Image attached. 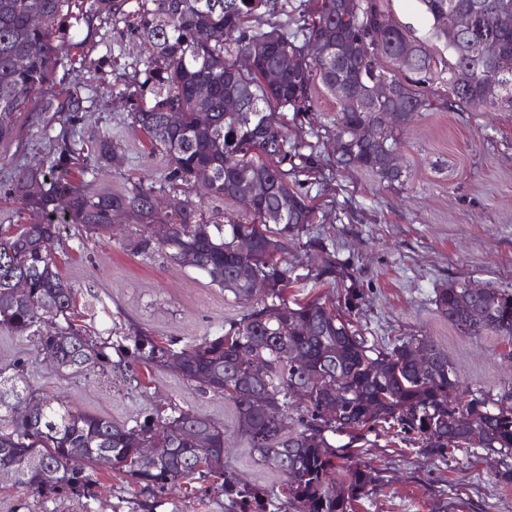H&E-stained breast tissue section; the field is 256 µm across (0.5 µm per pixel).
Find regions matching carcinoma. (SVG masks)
I'll return each mask as SVG.
<instances>
[{
    "label": "carcinoma",
    "instance_id": "obj_1",
    "mask_svg": "<svg viewBox=\"0 0 512 512\" xmlns=\"http://www.w3.org/2000/svg\"><path fill=\"white\" fill-rule=\"evenodd\" d=\"M127 0H0V141L9 138L18 112L31 95L52 81L60 55L83 48L64 23L72 17L92 26L125 14ZM431 17L434 36L450 60L448 104L462 111L512 108V0H420ZM288 0H137L130 34L147 46L131 97V125L166 157L164 183L133 184L120 192L94 189L87 176L94 167L117 158L106 136L86 139L84 99L74 92L57 100L65 113L57 148L37 167L20 171L5 192L19 205L14 224H0V332L34 340L38 351L58 355V371L109 377L119 372L139 382L132 364L155 366L204 392L232 402L239 431L260 460L283 475V495L300 512H354V505L375 485L362 462H341L327 434L388 426L421 445L420 451L446 457L455 451L483 448L499 456L498 477L512 483V391L492 398L457 394L456 370L429 336H407L381 346L353 327L360 289L343 294V313L320 300L288 305L285 291L292 270L284 254L302 240L312 223L313 207L302 191V178L317 172V153L289 143L277 113L298 118L313 111L314 79L331 94L357 76L362 85L385 77L396 87L386 107V123L367 109L363 97L336 98L337 162L362 170L391 186L407 177L390 164L398 151L396 132L428 106L424 87L438 63L424 51L406 64L395 49L414 42L400 26L381 41L371 29L389 13L382 0H299L291 23ZM475 11L476 28L453 32V15ZM273 19L269 30L247 25L257 12ZM40 16L32 26L30 15ZM339 44V60L306 61L301 50L311 38ZM256 45L268 53L260 65L273 67L281 81L271 85L259 74L241 77L237 57ZM461 72L475 81L462 83ZM170 112L181 116L172 127ZM209 166L214 177L196 181L194 172ZM262 176L273 190L251 211L226 212L207 220L197 205L183 200L169 214L157 204L158 193L184 185L210 200L238 199L250 179ZM122 209L138 224L128 242L142 256L163 251L173 263L209 279V283L248 302L224 334L187 343L164 342L148 329L135 328L115 343L80 323L77 291L62 275L58 254H68L73 236L91 240L112 231L111 213ZM172 225L167 241L154 225ZM243 239L254 241L247 253ZM267 283L253 293L249 281ZM26 280L29 294L17 297L13 283ZM435 305L465 336L492 333L512 339V291L489 287L474 295L465 283L436 291ZM421 346L428 366L413 363ZM122 356L112 360L111 352ZM320 368L290 433L288 394L305 374ZM25 365L0 371V472L14 471V483L35 494L78 495L95 482L98 471L115 469L147 490L163 491L179 483L213 479L240 512H266L257 488L224 468V428L205 415L155 410L127 427L64 403L41 406V396L19 385ZM17 402L32 405L29 418L15 416ZM151 443L158 459L145 463L136 448ZM110 455L109 465L98 449Z\"/></svg>",
    "mask_w": 512,
    "mask_h": 512
}]
</instances>
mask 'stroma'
I'll list each match as a JSON object with an SVG mask.
<instances>
[{"label":"stroma","mask_w":512,"mask_h":512,"mask_svg":"<svg viewBox=\"0 0 512 512\" xmlns=\"http://www.w3.org/2000/svg\"><path fill=\"white\" fill-rule=\"evenodd\" d=\"M385 9L434 54L444 47L431 38L418 0H384ZM83 63L62 61L57 80L32 95L9 139L0 141V194L16 174L37 165L56 146L63 115L53 104L62 90L80 93L89 108L85 137H111L119 164L97 171L94 185L121 190L130 183L159 181L161 155L132 130L127 99L113 92L114 80L135 82L144 57L138 40L121 21L98 24L87 37ZM431 104L398 134L404 183L387 186L356 169L340 168L332 129L338 105L323 86L314 89L313 112L305 121L282 115L290 141L315 145L321 171L303 187L315 207L310 226L314 247L289 246L287 258L299 280L289 300L319 297L336 303L339 282L309 278L320 251L335 254L364 290L358 319L366 336L383 344L404 336L432 337L448 353L460 390L498 396L512 388V340L465 336L441 316L437 289L454 282L512 289V109L449 110L446 81L428 89ZM136 226L125 220L110 237L59 256L62 274L80 297H95L92 324L111 334L115 324H142L158 336L189 342L224 331L246 305L164 254H133L128 240ZM24 360L32 390L73 407L132 424L151 408L201 413L224 429V466L265 491L267 512H298L280 489L282 477L259 460L238 431L232 404L200 392L167 371L138 367L139 387L97 375L67 376L44 361L26 338L0 333V367ZM345 456L377 471L382 485L359 501L356 512H512V484L496 472L498 456L474 448L437 458L405 444L387 430L335 435ZM214 488L184 484L154 494L114 470L100 471L83 496H42L0 481V512H234Z\"/></svg>","instance_id":"1"}]
</instances>
